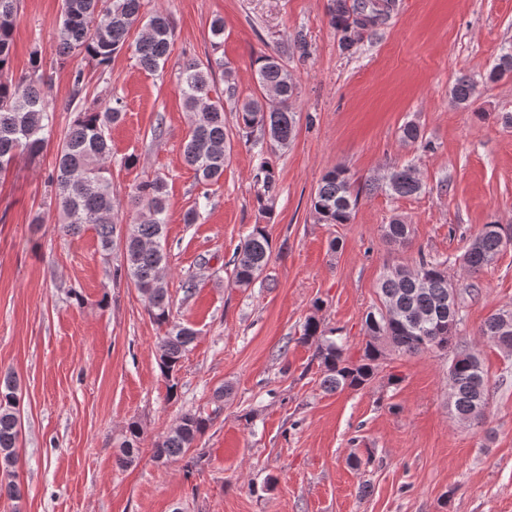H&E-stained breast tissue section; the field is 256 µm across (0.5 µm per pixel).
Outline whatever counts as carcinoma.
<instances>
[{
  "label": "carcinoma",
  "mask_w": 512,
  "mask_h": 512,
  "mask_svg": "<svg viewBox=\"0 0 512 512\" xmlns=\"http://www.w3.org/2000/svg\"><path fill=\"white\" fill-rule=\"evenodd\" d=\"M20 0H0V171L23 151L36 156L47 147L53 128L46 88L49 77L41 54L31 56L27 73L12 72L13 33L19 21ZM331 22L340 33L345 52L352 50L358 35L351 30L348 0H330ZM141 28V36L128 42L130 31ZM173 43V28L160 9H144V0H62L57 32V53L78 54L99 68H106L118 54L129 51L147 72L164 68ZM219 61L188 60L181 71L180 93L184 106L192 114L191 127L183 145V159L198 183L216 184L224 176L227 141L224 131V92L232 91L233 74L224 69L226 91L217 86ZM255 79L262 92H271L275 102L263 96L244 100L236 109L240 130L250 134L256 128L268 137L270 149L285 148L295 136L297 115L293 111L296 85L278 57L263 53L254 64ZM475 83L468 76L457 79L451 89V105L469 106ZM120 101L95 103L75 108V115L64 139L57 147L55 175L56 203L60 229L78 235L87 228L95 231L105 262L112 260L115 239L123 237L120 270L141 293L145 308L153 320L166 327L157 343L161 370L169 392H177L175 373L196 339L192 327L170 320L171 299L163 277L167 267V199L164 181L155 177L136 184L128 196L134 212L117 231L114 220L115 193L110 172L111 148L108 130L120 118ZM403 141L423 150L432 142L419 126L408 123L402 129ZM255 179V201L266 213L278 194V178L273 166L263 161ZM392 195L411 196L423 185L412 166L390 169L382 180L358 183L347 170L337 166L327 171L311 199V208L324 224H348L362 195L375 189ZM383 237L390 244L405 245L410 238L409 225L394 219L384 225ZM512 242V236L494 222L485 224L472 238L461 258V267L475 274L491 265ZM272 255V243L265 226L256 224L243 239L233 258L234 283L251 287L263 274ZM380 305L364 320L366 336L363 354L357 361L344 352L336 329L325 328L314 316L303 325L300 341L316 344L315 359L321 375V387L328 392L359 390L377 377L379 360L389 353L415 355L440 350L451 354L448 366L450 413L463 421H480L490 400L489 379L480 353L458 339L459 304L457 288L448 273L447 262L419 253L412 266L387 269L379 283ZM479 335L508 355H512V305L492 313L481 325ZM224 390L215 392L211 407L186 411L179 423L153 448L155 460L166 463L184 456L205 434L223 410ZM21 393L15 377H0V495L21 497L15 482L19 461ZM140 430L128 424L116 464L126 467L138 457Z\"/></svg>",
  "instance_id": "1"
}]
</instances>
